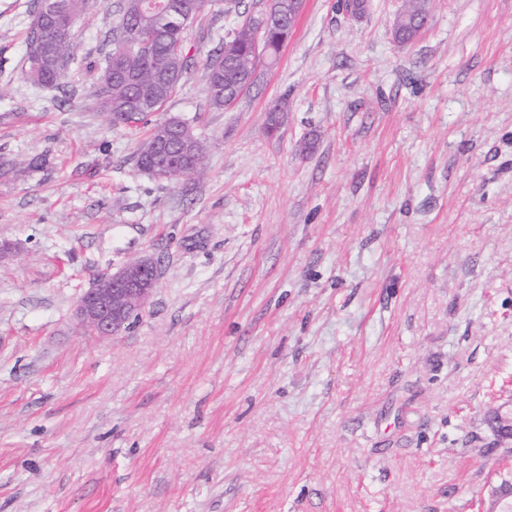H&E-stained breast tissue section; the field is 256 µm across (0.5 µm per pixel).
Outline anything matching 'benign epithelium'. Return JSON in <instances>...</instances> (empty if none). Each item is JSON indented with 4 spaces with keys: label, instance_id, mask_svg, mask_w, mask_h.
I'll list each match as a JSON object with an SVG mask.
<instances>
[{
    "label": "benign epithelium",
    "instance_id": "benign-epithelium-1",
    "mask_svg": "<svg viewBox=\"0 0 512 512\" xmlns=\"http://www.w3.org/2000/svg\"><path fill=\"white\" fill-rule=\"evenodd\" d=\"M158 284L157 265L152 258L123 264L115 272L96 279L80 296L75 315L97 336H114L128 329L133 316L148 303ZM493 431L499 445L512 446V406L504 404L492 412Z\"/></svg>",
    "mask_w": 512,
    "mask_h": 512
}]
</instances>
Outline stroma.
Returning <instances> with one entry per match:
<instances>
[{
  "mask_svg": "<svg viewBox=\"0 0 512 512\" xmlns=\"http://www.w3.org/2000/svg\"><path fill=\"white\" fill-rule=\"evenodd\" d=\"M30 4L0 0V512H484L512 400V0H435L406 46L403 0H304L221 109L213 0L136 130L86 107L113 0L58 89L27 75ZM171 118L205 168L156 180L134 155ZM143 257L146 308L89 334L80 293ZM504 411L508 417L509 422L503 419ZM493 431L497 437V441L502 448H510L512 445V408L511 404H504L499 406L492 412ZM497 424V425H496Z\"/></svg>",
  "mask_w": 512,
  "mask_h": 512,
  "instance_id": "35a3bbf8",
  "label": "stroma"
}]
</instances>
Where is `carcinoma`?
I'll return each mask as SVG.
<instances>
[{"label":"carcinoma","instance_id":"obj_1","mask_svg":"<svg viewBox=\"0 0 512 512\" xmlns=\"http://www.w3.org/2000/svg\"><path fill=\"white\" fill-rule=\"evenodd\" d=\"M89 0H34L32 21L25 39L27 61L40 59L43 68L37 84L58 88L68 76L77 47L76 22ZM210 0H117V20L105 39L102 63L91 65L93 75L91 108L112 122L136 126L160 110L176 91L188 71L185 46L187 27L203 12ZM431 0H405V8L393 28L394 40L406 45L414 41L429 17ZM365 0H336V10L349 19L365 12ZM281 18L268 21L262 0H224V15L235 14L236 27L224 46L205 60L209 103L222 108L232 103L237 86L257 84V57L253 52L254 32L266 25L265 64L275 65L288 42L294 21L288 18L292 0H280ZM138 28L149 40L140 52L126 46L128 26ZM182 135L172 133L170 122L152 126L138 148L135 168L148 173L158 145H170L167 179L191 177L205 164L206 146L192 129L177 121Z\"/></svg>","mask_w":512,"mask_h":512}]
</instances>
